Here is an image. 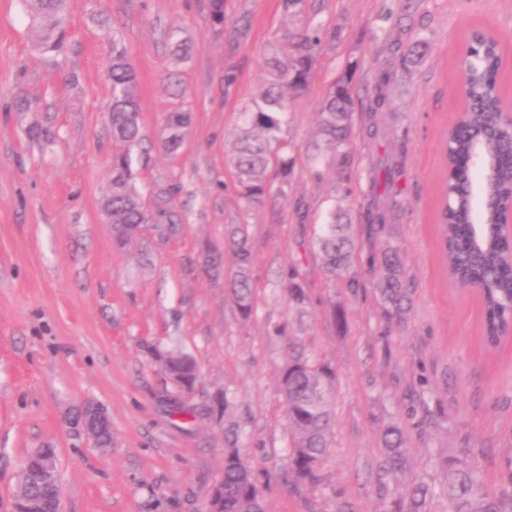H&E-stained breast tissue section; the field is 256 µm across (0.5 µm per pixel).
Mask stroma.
Returning <instances> with one entry per match:
<instances>
[{"label": "stroma", "instance_id": "1", "mask_svg": "<svg viewBox=\"0 0 512 512\" xmlns=\"http://www.w3.org/2000/svg\"><path fill=\"white\" fill-rule=\"evenodd\" d=\"M401 0H317L320 20L341 30L323 46L309 91L296 101L282 130L294 144L287 196L243 209L229 158L241 108L261 88L264 61L289 21L280 0H226L224 27L210 22L208 0H69L63 53L35 50L22 0H0V512H12L19 471L36 448L55 449L63 512H205L224 472V434L218 400L231 392L242 423L241 448L252 467L272 478L267 512H382L395 483L436 477V453L468 448L485 485L503 486L512 458V337L496 350L479 339L481 310L474 294L448 284L441 266L435 215L442 180V136L459 107L456 90L465 38L494 32L506 63L498 81L512 103V0H419L413 39L428 51L412 78L392 87L369 137L355 115L349 195L359 215L379 163L398 162L389 192L400 205L385 233L400 241L405 276L414 290L403 327L383 336L378 274L362 247L354 265L366 287L351 292L328 279L312 237L339 195L329 161L312 166L305 145L329 84L352 72L365 93L379 60L389 53L387 12ZM250 24L247 37L238 21ZM121 37L139 89L140 123L155 141L167 113L190 122L175 153L152 149L136 159L143 192L179 186L183 213L174 232L147 231L115 245L102 201L116 149L106 118L111 86L106 66L113 37ZM187 40V62L171 47ZM237 81L225 86V69ZM177 71L185 90L171 95ZM31 102L14 110L16 98ZM47 130L36 141L28 130ZM321 178H314V171ZM305 200V218L295 212ZM247 225L254 244L257 310L241 321L224 292L223 277L205 273L206 249H223L227 225ZM296 266L312 299L304 334L279 273ZM342 304L348 331L338 334L331 307ZM288 326L284 336L273 325ZM336 371L332 447L311 493L288 488L289 427L278 377L291 347ZM191 354L201 382L187 394L170 381L159 352ZM430 389L411 391L419 376ZM102 406L112 422V446L101 449L76 422L82 405ZM441 413L418 425L408 407ZM405 429L409 465L399 481L382 471L381 428Z\"/></svg>", "mask_w": 512, "mask_h": 512}]
</instances>
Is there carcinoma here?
<instances>
[{"label": "carcinoma", "mask_w": 512, "mask_h": 512, "mask_svg": "<svg viewBox=\"0 0 512 512\" xmlns=\"http://www.w3.org/2000/svg\"><path fill=\"white\" fill-rule=\"evenodd\" d=\"M30 20V32L36 49L60 54L65 50L67 0H23ZM287 16H307L304 27L285 29L277 47L266 62V86L258 98L242 107L234 133L231 165L238 182V199L250 209L272 194L288 192L293 169L291 143L281 136L288 122V102L308 89L321 46L334 44L341 32L317 18L311 0H280ZM472 49L463 62V81L468 87L465 122L447 133L444 141L446 178L444 205L439 218L441 248L446 274L453 284L478 283V298L483 311L482 336L495 347L501 329L512 322V264L509 245L498 223V206L508 202L506 186L494 172L512 164V130L493 123L503 111L497 78L503 65L499 44L488 38L471 41ZM423 43L403 42L398 35L391 40V53H401L403 69L389 61L378 67L372 88L357 96L351 77L341 76L326 90L318 112L319 138L308 143L307 156L317 165L328 157L335 163L339 182L349 181L353 164L351 143L355 107L367 115L369 134L380 129L375 121L388 102L390 87L411 75L408 64L419 55ZM108 78L112 88L109 122L113 142L121 150L112 155V180L103 199L112 239L126 245L136 239L140 225L172 228L179 215L170 206L178 187L169 185L156 195L152 207L145 205L135 181L133 155L146 151L145 135L138 112V86L121 38L112 37ZM189 123L186 112L169 113L160 140L163 150L174 153L183 141ZM397 200L372 190L368 198L365 223L381 226ZM323 271L333 279L351 271L357 252L352 222L346 209L333 205L326 221L312 230ZM224 251L233 258L227 289L238 317L249 320L256 309L252 280L253 243L248 225L232 224L225 232ZM379 270L376 293L390 323H398L411 310L412 290L407 284L402 251L398 243L385 240L369 257ZM281 282L297 316L298 327L312 306L309 289L294 266L282 269ZM166 363L184 392L194 390L199 372L195 360L183 352H169ZM336 372L327 362L310 360L304 351L294 350L285 364L280 389L286 406L290 442L288 487L295 493L314 491L321 482L320 464L332 446V406ZM233 401L224 392V512H266L253 471L239 450L241 425L230 415ZM385 448L384 472L394 477L409 464L404 428L389 423L382 431ZM438 483L419 480L397 487L386 498L384 512H429L435 491L448 501V512H512V459L505 462L504 481L509 491L490 493L472 465L466 449L437 455Z\"/></svg>", "instance_id": "cac0c4a2"}]
</instances>
